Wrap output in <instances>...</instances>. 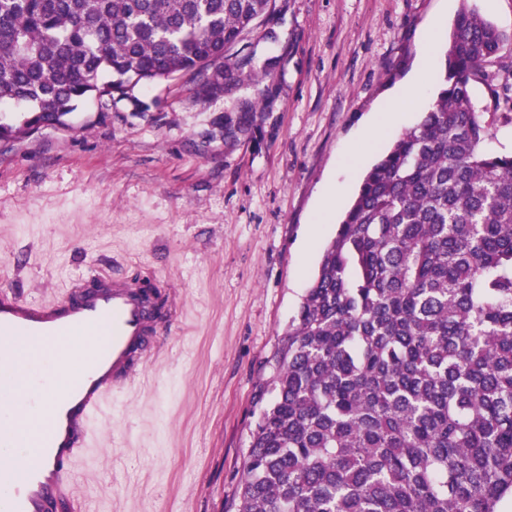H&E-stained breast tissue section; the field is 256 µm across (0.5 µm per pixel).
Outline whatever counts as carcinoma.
<instances>
[{
    "label": "carcinoma",
    "instance_id": "cac0c4a2",
    "mask_svg": "<svg viewBox=\"0 0 512 512\" xmlns=\"http://www.w3.org/2000/svg\"><path fill=\"white\" fill-rule=\"evenodd\" d=\"M277 0H0V106L60 122L89 98L147 105L183 81L230 105V149L281 71L258 55ZM508 38L464 6L441 89L372 166L323 251L279 352L236 512H501L512 500V153L487 154L469 83ZM108 72L112 79L99 82ZM254 92H245L248 87Z\"/></svg>",
    "mask_w": 512,
    "mask_h": 512
}]
</instances>
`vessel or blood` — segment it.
Masks as SVG:
<instances>
[{"mask_svg": "<svg viewBox=\"0 0 512 512\" xmlns=\"http://www.w3.org/2000/svg\"><path fill=\"white\" fill-rule=\"evenodd\" d=\"M169 314V298L148 280L90 275L55 302L25 300L0 289V392L10 393L20 382L29 391L26 405L0 420V439L15 445L10 464L0 468V512L75 507L71 474L93 421L112 392L135 375ZM79 335L96 337V345L66 353L64 343ZM27 342L75 364V380L55 388L11 365L8 348Z\"/></svg>", "mask_w": 512, "mask_h": 512, "instance_id": "1", "label": "vessel or blood"}]
</instances>
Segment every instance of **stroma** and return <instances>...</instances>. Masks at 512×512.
<instances>
[{
  "label": "stroma",
  "mask_w": 512,
  "mask_h": 512,
  "mask_svg": "<svg viewBox=\"0 0 512 512\" xmlns=\"http://www.w3.org/2000/svg\"><path fill=\"white\" fill-rule=\"evenodd\" d=\"M512 36V0H278L281 74L254 139L207 137L226 103L181 82L137 87L148 106L91 99L19 138L0 139V286L55 301L71 283L150 274L176 309L135 377L117 390L72 476L81 512H235L268 382L340 211L368 167L348 150L419 62L430 29L462 3ZM492 97L484 149L512 152V76Z\"/></svg>",
  "instance_id": "1"
}]
</instances>
